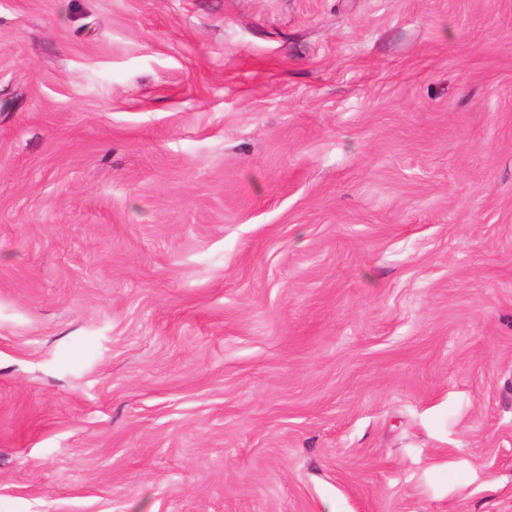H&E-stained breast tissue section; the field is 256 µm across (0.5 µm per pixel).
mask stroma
<instances>
[{"label":"stroma","mask_w":512,"mask_h":512,"mask_svg":"<svg viewBox=\"0 0 512 512\" xmlns=\"http://www.w3.org/2000/svg\"><path fill=\"white\" fill-rule=\"evenodd\" d=\"M0 512H512V0H0Z\"/></svg>","instance_id":"obj_1"}]
</instances>
